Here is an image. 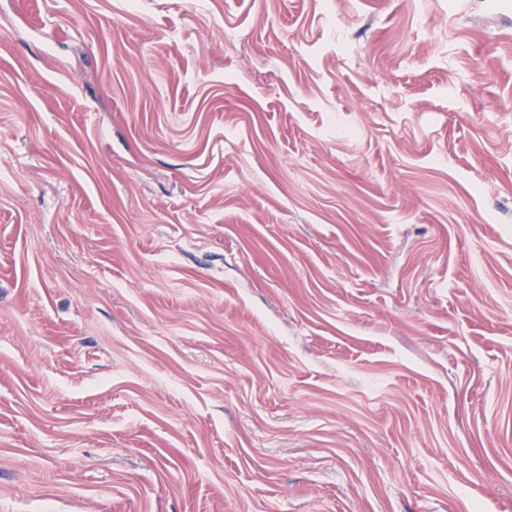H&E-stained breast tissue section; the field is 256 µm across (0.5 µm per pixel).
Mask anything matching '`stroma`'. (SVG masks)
<instances>
[{
  "mask_svg": "<svg viewBox=\"0 0 512 512\" xmlns=\"http://www.w3.org/2000/svg\"><path fill=\"white\" fill-rule=\"evenodd\" d=\"M0 6V512H512V0Z\"/></svg>",
  "mask_w": 512,
  "mask_h": 512,
  "instance_id": "1",
  "label": "stroma"
}]
</instances>
